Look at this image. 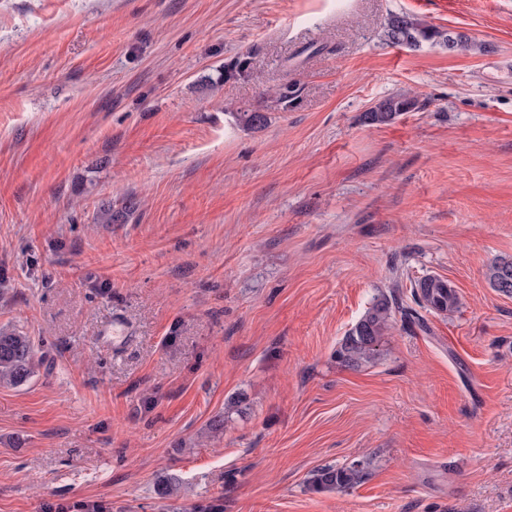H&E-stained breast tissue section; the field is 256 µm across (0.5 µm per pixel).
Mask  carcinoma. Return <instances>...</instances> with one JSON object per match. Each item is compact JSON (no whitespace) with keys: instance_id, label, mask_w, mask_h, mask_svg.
Here are the masks:
<instances>
[{"instance_id":"cac0c4a2","label":"carcinoma","mask_w":512,"mask_h":512,"mask_svg":"<svg viewBox=\"0 0 512 512\" xmlns=\"http://www.w3.org/2000/svg\"><path fill=\"white\" fill-rule=\"evenodd\" d=\"M384 40L392 46L411 50L425 44L452 52L469 53L476 48L466 35H452L408 15L395 14L384 29ZM417 98L407 93L386 97L361 115L366 125H387L407 112L417 109ZM490 285L497 292L512 295V260L498 259L486 271ZM415 303L429 311L450 314L458 307L453 287L445 286L443 279L425 276L412 285ZM399 309L395 294L384 293L374 298L371 306L338 342L336 361L346 367L357 368L372 362L379 352L385 336L393 328L394 316ZM41 360L33 340L19 332L0 329V386H21L37 373ZM366 462L346 466L328 465L313 474L311 484L318 491L348 489L360 482Z\"/></svg>"}]
</instances>
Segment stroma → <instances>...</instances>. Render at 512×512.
Listing matches in <instances>:
<instances>
[{"mask_svg":"<svg viewBox=\"0 0 512 512\" xmlns=\"http://www.w3.org/2000/svg\"><path fill=\"white\" fill-rule=\"evenodd\" d=\"M393 14L478 49L390 46ZM499 258L512 0H0V328L46 357L0 387V512H512ZM427 275L457 311L336 362ZM417 98L407 93L386 97L361 115L362 123L366 125H387L393 123L406 112L417 109ZM400 309L394 293L374 298L371 306L338 342L335 358L345 367L358 368L372 362L385 336L393 328L395 312ZM366 462L359 461L346 466L328 465L313 474L311 484L318 491L348 489L360 482L366 468Z\"/></svg>","mask_w":512,"mask_h":512,"instance_id":"1","label":"stroma"}]
</instances>
